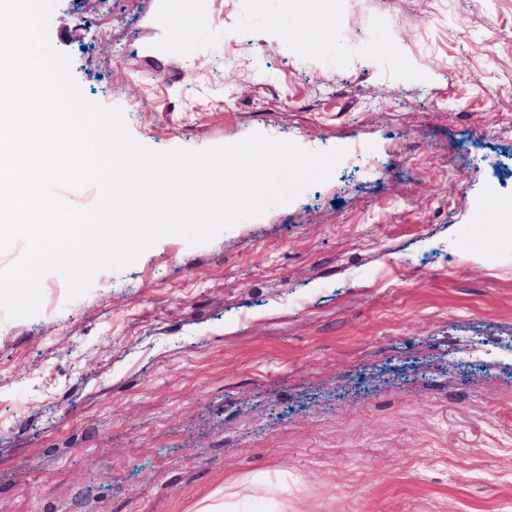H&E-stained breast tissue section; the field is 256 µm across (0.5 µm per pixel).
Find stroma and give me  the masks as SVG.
Here are the masks:
<instances>
[{
    "label": "stroma",
    "instance_id": "obj_1",
    "mask_svg": "<svg viewBox=\"0 0 512 512\" xmlns=\"http://www.w3.org/2000/svg\"><path fill=\"white\" fill-rule=\"evenodd\" d=\"M49 39L151 149L347 154L0 311V512H512V0H59Z\"/></svg>",
    "mask_w": 512,
    "mask_h": 512
}]
</instances>
